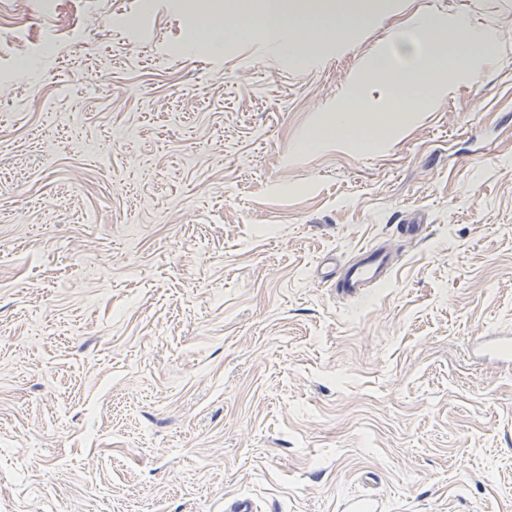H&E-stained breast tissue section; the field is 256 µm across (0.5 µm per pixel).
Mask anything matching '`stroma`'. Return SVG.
Masks as SVG:
<instances>
[{"instance_id":"obj_1","label":"stroma","mask_w":512,"mask_h":512,"mask_svg":"<svg viewBox=\"0 0 512 512\" xmlns=\"http://www.w3.org/2000/svg\"><path fill=\"white\" fill-rule=\"evenodd\" d=\"M222 0H0V512H512V0H384L305 67ZM498 56L301 151L423 19ZM421 225L418 234L405 232ZM383 247L390 282L335 281ZM493 339L492 349L497 362L510 369L512 367V337L511 336H477L476 341ZM379 510V502L375 498L353 495L339 499L338 512H378Z\"/></svg>"}]
</instances>
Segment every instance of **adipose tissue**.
Returning <instances> with one entry per match:
<instances>
[{"label": "adipose tissue", "instance_id": "ef3b65f1", "mask_svg": "<svg viewBox=\"0 0 512 512\" xmlns=\"http://www.w3.org/2000/svg\"><path fill=\"white\" fill-rule=\"evenodd\" d=\"M382 9V0H337L335 9L313 5L311 0H263L252 10L241 0H226L224 20L207 24L202 14L191 17L196 34L213 49L225 38L261 41L295 53L305 60L308 50H328L338 33L367 22ZM496 39L491 29L473 26L466 19L451 28L433 19L423 21L394 52H382L374 61L377 72L391 76L393 83L381 96V112H373L362 91L350 90L341 99L327 126L313 129L305 148H318L336 138L372 149L392 135L394 120L403 112L423 108L422 99L410 95L418 81L434 86L446 84L449 73L472 72L478 56H493Z\"/></svg>", "mask_w": 512, "mask_h": 512}]
</instances>
